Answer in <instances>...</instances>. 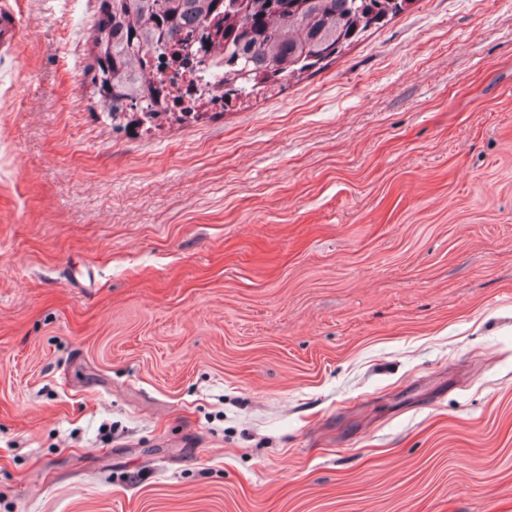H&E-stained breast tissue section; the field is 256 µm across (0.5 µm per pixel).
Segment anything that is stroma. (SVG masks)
<instances>
[{"label": "stroma", "instance_id": "obj_1", "mask_svg": "<svg viewBox=\"0 0 512 512\" xmlns=\"http://www.w3.org/2000/svg\"><path fill=\"white\" fill-rule=\"evenodd\" d=\"M9 2L0 512H512V0L121 129Z\"/></svg>", "mask_w": 512, "mask_h": 512}]
</instances>
